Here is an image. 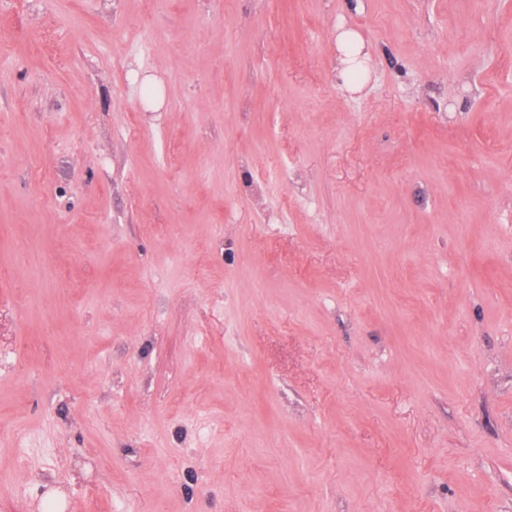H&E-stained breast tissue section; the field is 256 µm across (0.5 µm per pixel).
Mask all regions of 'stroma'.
<instances>
[{
	"label": "stroma",
	"mask_w": 512,
	"mask_h": 512,
	"mask_svg": "<svg viewBox=\"0 0 512 512\" xmlns=\"http://www.w3.org/2000/svg\"><path fill=\"white\" fill-rule=\"evenodd\" d=\"M1 30L0 512H512V0Z\"/></svg>",
	"instance_id": "1"
}]
</instances>
